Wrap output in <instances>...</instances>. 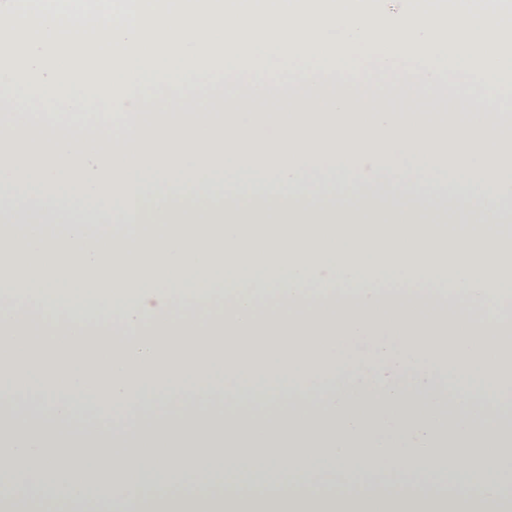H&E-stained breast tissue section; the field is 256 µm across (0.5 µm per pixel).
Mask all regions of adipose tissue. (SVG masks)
<instances>
[{
    "mask_svg": "<svg viewBox=\"0 0 512 512\" xmlns=\"http://www.w3.org/2000/svg\"><path fill=\"white\" fill-rule=\"evenodd\" d=\"M326 165L353 181L304 198ZM260 166L288 192L214 205L203 178L167 167L106 181L0 172V185L43 189L0 209V391L47 398L60 418L80 393L128 424L186 390L295 403L273 417L188 409L124 450L1 412L12 433L0 435V476H30L32 489L1 491L0 512H486L485 492L448 464L476 448L482 467H499L512 429L440 410L494 402L508 382L499 339L512 334V233L487 215L512 198V170L455 163L474 177L468 190L431 199L400 159ZM64 188L86 204H64ZM384 470L422 485L362 490Z\"/></svg>",
    "mask_w": 512,
    "mask_h": 512,
    "instance_id": "1",
    "label": "adipose tissue"
}]
</instances>
